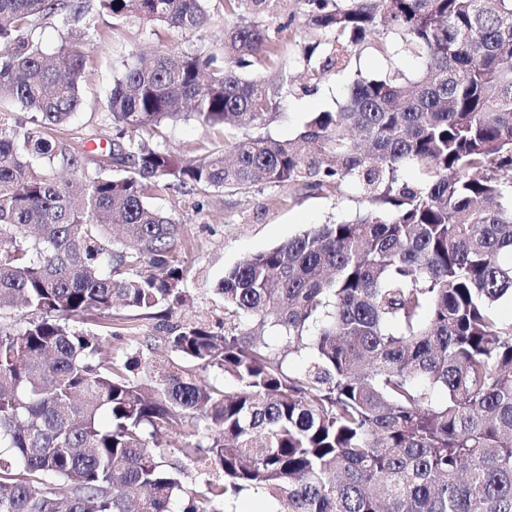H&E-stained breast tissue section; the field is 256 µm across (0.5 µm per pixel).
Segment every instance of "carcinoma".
Here are the masks:
<instances>
[{
  "label": "carcinoma",
  "mask_w": 512,
  "mask_h": 512,
  "mask_svg": "<svg viewBox=\"0 0 512 512\" xmlns=\"http://www.w3.org/2000/svg\"><path fill=\"white\" fill-rule=\"evenodd\" d=\"M98 2L0 0V100L31 113L22 127L0 111V312L35 314L0 321V512H229L253 494L273 512H512V320L496 309L512 298V0H303L311 79L365 43L420 68L355 82L288 140L261 132L293 87L291 22L265 23L284 0H224L222 45L123 60L117 136L90 170L54 132L80 107L85 43L107 37L97 14L212 20L209 0ZM54 15L77 31L50 54L32 30ZM182 117L260 133L187 163L143 137ZM267 184L352 185L368 206L229 268L224 327L167 330L185 366L118 363L77 326L186 303L157 191ZM163 431L194 441L157 448ZM190 466L205 475L191 488Z\"/></svg>",
  "instance_id": "carcinoma-1"
}]
</instances>
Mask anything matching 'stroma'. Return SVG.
I'll use <instances>...</instances> for the list:
<instances>
[{
	"label": "stroma",
	"instance_id": "35a3bbf8",
	"mask_svg": "<svg viewBox=\"0 0 512 512\" xmlns=\"http://www.w3.org/2000/svg\"><path fill=\"white\" fill-rule=\"evenodd\" d=\"M294 22L284 41V60L298 83L308 84L307 92L289 97L282 112L270 121L272 136L297 137L311 113L336 110L350 86L360 79L384 77L391 69L416 74L420 63L407 53L385 56L363 45L353 53L350 65L340 73H327L318 82L310 80L312 64L303 54V46L313 39L300 14L299 0H290L287 9ZM224 27L212 23L196 32L160 28L142 20L123 25L112 41H91L85 46L88 56L81 87L82 109L75 113L58 134L63 142L79 151L87 166H94L100 147L111 137L112 127L105 118V93L121 69L122 57L112 48L120 43L126 48L150 52L157 43L193 50L222 44ZM160 147L184 159L201 156L205 148L223 144V130L206 129L195 121H178L167 126L157 139ZM152 205L170 214L179 226V237L188 248L183 255L192 269L188 283L190 297L173 314V322L197 320L216 325L224 315V301L215 290L225 269L243 258L277 246L318 224H333L353 219L366 209L355 189L340 196L303 191L288 194L275 186H259L246 194L212 191L201 194L187 187L159 191ZM106 345L117 362L140 355L166 364L173 355L164 342V334L155 320L133 317L125 320L121 337L107 339Z\"/></svg>",
	"mask_w": 512,
	"mask_h": 512
}]
</instances>
